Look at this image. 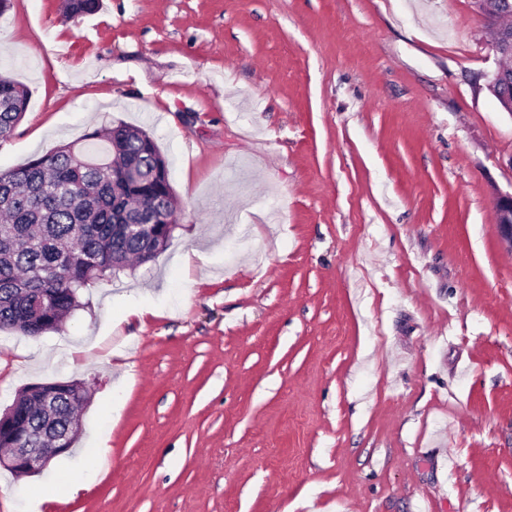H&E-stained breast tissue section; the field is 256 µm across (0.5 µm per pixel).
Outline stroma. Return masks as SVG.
<instances>
[{
  "label": "stroma",
  "instance_id": "obj_1",
  "mask_svg": "<svg viewBox=\"0 0 512 512\" xmlns=\"http://www.w3.org/2000/svg\"><path fill=\"white\" fill-rule=\"evenodd\" d=\"M64 5L0 14V170L126 123L179 213L62 331L0 332V412L91 395L0 512H512V116L472 0ZM29 99L26 86L0 75V142L12 136L27 112ZM495 210L500 237L512 251V192L497 195Z\"/></svg>",
  "mask_w": 512,
  "mask_h": 512
}]
</instances>
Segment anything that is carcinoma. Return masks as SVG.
Instances as JSON below:
<instances>
[{
  "label": "carcinoma",
  "mask_w": 512,
  "mask_h": 512,
  "mask_svg": "<svg viewBox=\"0 0 512 512\" xmlns=\"http://www.w3.org/2000/svg\"><path fill=\"white\" fill-rule=\"evenodd\" d=\"M100 0H66L70 18L94 14ZM23 84L0 75V142L9 139L29 105ZM105 145L88 157L66 144L26 165L0 172V331L28 336L56 330L79 306L78 292L136 260L145 263L168 240L151 212L170 217L168 164L147 133L125 124L84 135ZM37 385L21 390L0 448L15 435L30 448L43 437H71L86 389L71 382L54 392L47 419Z\"/></svg>",
  "instance_id": "cac0c4a2"
}]
</instances>
